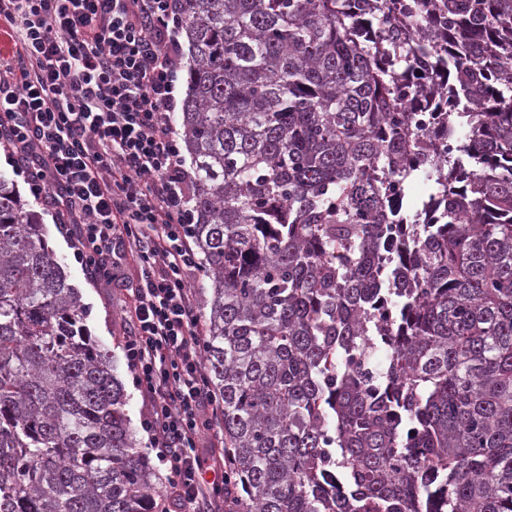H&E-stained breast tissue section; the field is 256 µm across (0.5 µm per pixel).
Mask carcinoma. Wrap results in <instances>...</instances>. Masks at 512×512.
Here are the masks:
<instances>
[{
	"label": "carcinoma",
	"mask_w": 512,
	"mask_h": 512,
	"mask_svg": "<svg viewBox=\"0 0 512 512\" xmlns=\"http://www.w3.org/2000/svg\"><path fill=\"white\" fill-rule=\"evenodd\" d=\"M177 31L228 507L512 512V0H179ZM86 318L0 175V512H170Z\"/></svg>",
	"instance_id": "obj_1"
}]
</instances>
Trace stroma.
I'll use <instances>...</instances> for the list:
<instances>
[{
    "label": "stroma",
    "instance_id": "stroma-1",
    "mask_svg": "<svg viewBox=\"0 0 512 512\" xmlns=\"http://www.w3.org/2000/svg\"><path fill=\"white\" fill-rule=\"evenodd\" d=\"M23 165V159L6 143L0 142V175L14 181L22 199L28 200L31 209L40 216L49 248L57 259L66 265L70 283L78 288L81 301L90 312L87 324L92 335L114 356L117 373L125 386L128 398L126 412L136 431L139 446L148 458H155L156 450L143 425L148 399L135 386L133 372L128 367L122 351V337L129 323L126 312L119 305L121 291L96 282L89 272L84 271L80 264L75 262L65 231L53 218L54 211L51 205L31 199L22 173Z\"/></svg>",
    "mask_w": 512,
    "mask_h": 512
}]
</instances>
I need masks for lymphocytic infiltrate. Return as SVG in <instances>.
<instances>
[{
    "label": "lymphocytic infiltrate",
    "instance_id": "1",
    "mask_svg": "<svg viewBox=\"0 0 512 512\" xmlns=\"http://www.w3.org/2000/svg\"><path fill=\"white\" fill-rule=\"evenodd\" d=\"M177 0H0L17 40L0 57V129L31 195L75 227L73 256L126 288L124 356L151 398L156 457L187 512H220L224 469L197 450L217 414L204 379L189 274L190 196L170 119ZM214 480H207V473Z\"/></svg>",
    "mask_w": 512,
    "mask_h": 512
}]
</instances>
